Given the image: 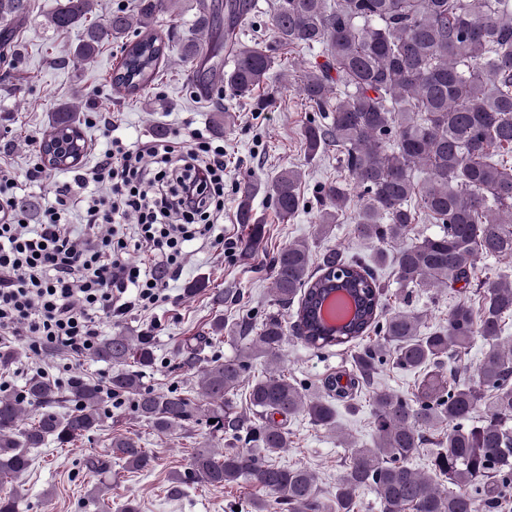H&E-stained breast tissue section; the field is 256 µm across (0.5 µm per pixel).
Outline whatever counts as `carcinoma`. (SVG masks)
<instances>
[{
  "label": "carcinoma",
  "mask_w": 512,
  "mask_h": 512,
  "mask_svg": "<svg viewBox=\"0 0 512 512\" xmlns=\"http://www.w3.org/2000/svg\"><path fill=\"white\" fill-rule=\"evenodd\" d=\"M95 5L59 0L46 21L57 31L84 28L72 54L78 64L94 59L108 40L120 44L112 88L133 96L150 89L175 39L174 32L155 29L157 17L175 3L135 0L132 11L101 22L92 18ZM254 7V0H224L222 14L199 9L180 39L181 59L193 63L205 48L199 35L224 25L232 62L224 91L263 112L275 99L268 80L276 52L323 48L324 62L299 75L301 93L315 112L303 136L311 160L336 149L346 178L323 185L329 208L318 233L339 223L350 202L349 181L363 192L353 215L359 238L394 243L421 220L441 230L392 256L330 250L315 267L306 243L283 248L271 261L276 310L265 314L247 351L224 360L203 357L225 329L222 318L213 321L211 335L182 347L186 364L198 366L192 390L145 387L154 339L120 331L94 351L97 359L117 365L108 390L80 381L64 412L53 410L63 396L46 377L32 379L21 395H0V482L27 472L31 450L49 441L63 448L103 427L110 392L133 397L136 418L161 434L188 430L204 415L226 440L254 445L221 454L198 449L189 481L216 488L251 483L280 495L278 506L288 512H324L314 475L275 461L288 447V431L275 416L302 413L334 431L336 408L328 399H355L390 361L417 374L416 391L410 398L372 392L375 447L350 446L336 482V512H359L358 493L368 486L378 491L382 512H494L512 488V347L501 343L512 318V280L486 278L477 286V304L458 301L446 324L432 328L418 313L387 308L388 290L376 268L391 262L402 288H467L477 257H512V0H273V40L264 46L242 41V19ZM31 11V0H0L1 52L13 53L16 24ZM83 150L77 110L64 107L52 119L41 154L56 168L76 164ZM302 178L301 170L288 168L272 181L271 204L284 220L304 207ZM255 191L247 188L238 202L239 223L252 225L253 241L262 233L252 207ZM330 289L347 290L355 302L352 318L332 330L317 318ZM295 302L294 331L307 347L363 342L352 357V373L325 378L321 397L288 380L278 364L287 335L279 308ZM477 338L485 350L473 384L461 378L457 363ZM252 355L266 357L268 368L249 384L248 417L235 410L233 396ZM430 431L440 438L425 474L410 460ZM112 448L126 469L152 468L154 456L136 439L116 437Z\"/></svg>",
  "instance_id": "obj_1"
}]
</instances>
